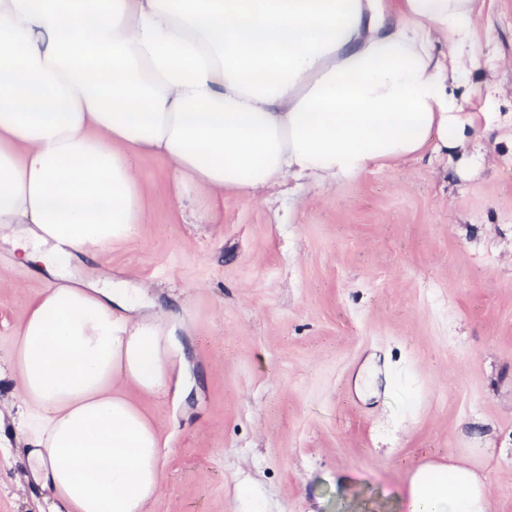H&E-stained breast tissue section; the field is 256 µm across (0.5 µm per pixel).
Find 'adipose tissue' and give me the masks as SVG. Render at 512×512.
Returning a JSON list of instances; mask_svg holds the SVG:
<instances>
[{
    "instance_id": "1",
    "label": "adipose tissue",
    "mask_w": 512,
    "mask_h": 512,
    "mask_svg": "<svg viewBox=\"0 0 512 512\" xmlns=\"http://www.w3.org/2000/svg\"><path fill=\"white\" fill-rule=\"evenodd\" d=\"M475 20V0H0V239L52 276L9 364L65 512H142L160 440L126 389L184 384L177 313L135 314L126 289L64 275L133 240L134 158L167 161L177 208L203 194L214 211L464 146L490 122L449 91L477 66ZM405 507L494 512L461 460L419 467Z\"/></svg>"
}]
</instances>
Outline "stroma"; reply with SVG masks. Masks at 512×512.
Wrapping results in <instances>:
<instances>
[{
	"label": "stroma",
	"instance_id": "stroma-1",
	"mask_svg": "<svg viewBox=\"0 0 512 512\" xmlns=\"http://www.w3.org/2000/svg\"><path fill=\"white\" fill-rule=\"evenodd\" d=\"M479 65L451 85L494 116L465 148L387 164L326 191L228 195L181 214L172 173L138 160L136 239L72 259L83 285L145 287L178 311L194 385L128 388L160 437L161 487L145 512H403L422 464L465 459L494 512H512V0H478ZM42 263L0 244V362ZM17 419L0 422V512H57Z\"/></svg>",
	"mask_w": 512,
	"mask_h": 512
}]
</instances>
